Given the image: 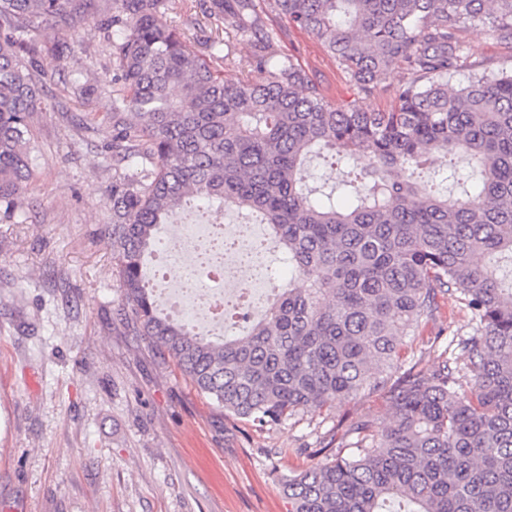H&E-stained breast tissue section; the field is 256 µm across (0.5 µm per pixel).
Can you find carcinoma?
<instances>
[{
	"label": "carcinoma",
	"mask_w": 512,
	"mask_h": 512,
	"mask_svg": "<svg viewBox=\"0 0 512 512\" xmlns=\"http://www.w3.org/2000/svg\"><path fill=\"white\" fill-rule=\"evenodd\" d=\"M0 0V202L32 173L40 104L36 49L21 37L90 18L117 29L122 86L112 153L140 168L112 180V248L121 311L161 358L224 412L258 426L360 392L397 421L351 426L356 452L283 480L290 512H512V71L473 68L463 30L512 43V0H268L321 40L354 99L329 105L319 83L281 55L255 0H203L205 19L248 36L229 82L168 24L167 0ZM398 69L401 81L385 84ZM381 92L391 106L362 101ZM368 160L349 173L350 202L305 185L315 154ZM462 155L474 192L449 197L420 179L439 155ZM198 200L246 211L308 282L283 288L239 338L213 341L158 308L144 273L160 225ZM448 294L475 324L459 357L394 376L403 338ZM463 364H458V359Z\"/></svg>",
	"instance_id": "carcinoma-1"
}]
</instances>
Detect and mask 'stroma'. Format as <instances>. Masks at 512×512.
<instances>
[{
    "instance_id": "obj_1",
    "label": "stroma",
    "mask_w": 512,
    "mask_h": 512,
    "mask_svg": "<svg viewBox=\"0 0 512 512\" xmlns=\"http://www.w3.org/2000/svg\"><path fill=\"white\" fill-rule=\"evenodd\" d=\"M267 28L285 30L283 56L304 67L326 101H350L348 77L315 37L289 27L265 0ZM42 104L32 115L35 169L11 204L0 203V512H288L285 476L333 460L347 425L395 415L380 394H360L263 427L226 414L162 361L120 311L112 256V177L136 169L112 156L116 49L95 23L28 31ZM59 38L66 60L45 51ZM469 67L512 69V45L463 31ZM225 80L250 46L201 20L186 40ZM449 295L435 319L405 340L402 369L429 368L452 335H469Z\"/></svg>"
}]
</instances>
